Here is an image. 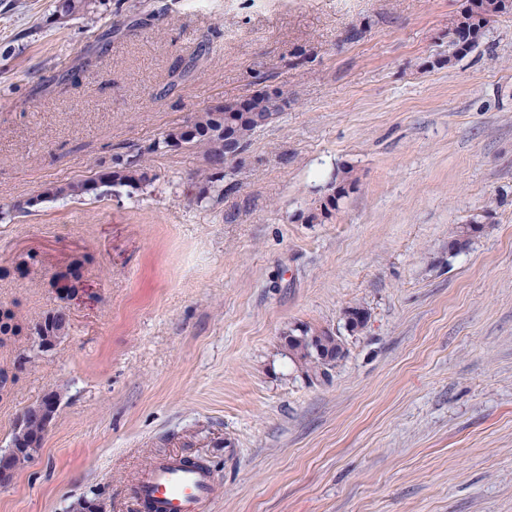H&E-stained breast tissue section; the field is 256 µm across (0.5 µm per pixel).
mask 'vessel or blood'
Listing matches in <instances>:
<instances>
[{
    "mask_svg": "<svg viewBox=\"0 0 512 512\" xmlns=\"http://www.w3.org/2000/svg\"><path fill=\"white\" fill-rule=\"evenodd\" d=\"M134 491L137 503L147 505L150 512H201L214 483L208 470L163 457L139 472Z\"/></svg>",
    "mask_w": 512,
    "mask_h": 512,
    "instance_id": "b4317fda",
    "label": "vessel or blood"
}]
</instances>
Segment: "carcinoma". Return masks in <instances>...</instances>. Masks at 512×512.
<instances>
[{
	"label": "carcinoma",
	"mask_w": 512,
	"mask_h": 512,
	"mask_svg": "<svg viewBox=\"0 0 512 512\" xmlns=\"http://www.w3.org/2000/svg\"><path fill=\"white\" fill-rule=\"evenodd\" d=\"M96 0H55L53 15L63 24L68 20L93 12ZM252 109L265 120L273 123L283 112L270 106L262 97L252 99ZM224 113L222 102L209 105L195 112L186 125H178L164 132L149 147L148 152L163 154L174 149L195 150L201 154L203 168L197 175L196 198L204 199L214 193H224ZM264 126L253 122L237 127V139L242 149H247L253 137ZM155 176L140 158H125L116 154L110 166L93 175L62 185H50L42 193L24 202H16L12 210L25 212L45 201L80 200L86 197L101 199L112 193L114 187L143 189L150 186ZM285 344L293 362L310 381H319L329 374V369L345 355L341 337L330 331H315L308 326L295 328L285 337Z\"/></svg>",
	"instance_id": "cac0c4a2"
}]
</instances>
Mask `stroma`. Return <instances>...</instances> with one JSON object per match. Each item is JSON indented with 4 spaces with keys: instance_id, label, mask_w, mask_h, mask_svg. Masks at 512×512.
Instances as JSON below:
<instances>
[{
    "instance_id": "35a3bbf8",
    "label": "stroma",
    "mask_w": 512,
    "mask_h": 512,
    "mask_svg": "<svg viewBox=\"0 0 512 512\" xmlns=\"http://www.w3.org/2000/svg\"><path fill=\"white\" fill-rule=\"evenodd\" d=\"M464 2L97 0L61 25L0 0V306L26 327L0 341V450L60 395L0 512H137L162 456L209 462L206 512H512V12L450 65ZM263 87L288 108L223 197L196 200L177 150L147 154L146 190L11 209ZM345 167L355 190L307 222ZM58 308L70 332L38 351ZM301 325L344 340L327 380L289 358ZM58 401H59V398H58L57 393L52 392L41 402V404L39 406H37L34 409V415H29V414L23 412L21 414V416L19 417V420L17 423L19 428L27 427L30 420H32V419H37L42 422V424L44 426V431L41 434V440H39L37 438H33L29 442L28 447H24V444L22 442L15 441L17 439L18 433L16 430H14L13 435H12V441H14V442H12L11 448H9L8 451H5L3 453L19 454L20 449H22V448H36L39 441H42V439L45 437L46 433L48 432L50 424H51V422L54 418V415L57 411Z\"/></svg>"
}]
</instances>
